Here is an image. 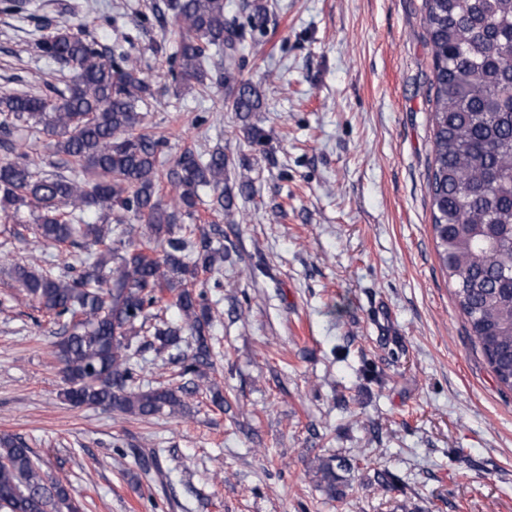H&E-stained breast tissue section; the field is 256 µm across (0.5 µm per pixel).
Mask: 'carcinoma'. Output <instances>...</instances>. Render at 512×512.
I'll return each instance as SVG.
<instances>
[{
  "instance_id": "1",
  "label": "carcinoma",
  "mask_w": 512,
  "mask_h": 512,
  "mask_svg": "<svg viewBox=\"0 0 512 512\" xmlns=\"http://www.w3.org/2000/svg\"><path fill=\"white\" fill-rule=\"evenodd\" d=\"M177 23L176 81L206 85L208 64L235 49L224 0H168ZM432 53L433 159L428 175L437 252L470 336L500 385L512 389V0H425ZM36 48L63 75L64 88L0 96V216L25 207L35 234L58 250L81 239L97 249L66 272L14 267L16 287L50 320L63 322L54 354L63 364L65 398L138 418L179 414L214 369L212 317L196 291L201 272L224 263V244L196 234L201 207L228 212L224 149L203 156L184 150L169 172L158 155L164 136L144 123L140 105L152 95L124 46L101 44L63 18ZM227 105L247 121L252 142L261 128L248 122L261 98L240 82ZM41 128L45 147L68 174H42L7 136ZM168 179L176 195L166 202ZM96 215L89 223L86 216ZM140 223V230L128 220ZM174 296L180 321L161 320L153 340L134 344L152 309ZM187 344L177 386L135 384V357ZM336 457L316 470L336 491ZM0 512H80L68 488L45 478L28 445L0 437Z\"/></svg>"
}]
</instances>
